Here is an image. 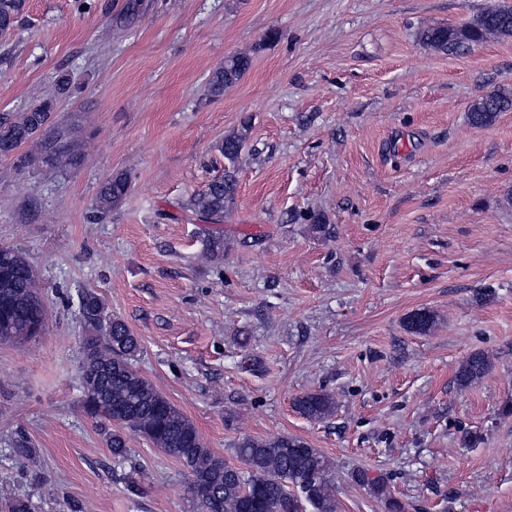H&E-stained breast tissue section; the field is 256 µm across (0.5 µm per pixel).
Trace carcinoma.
I'll list each match as a JSON object with an SVG mask.
<instances>
[{"label": "carcinoma", "mask_w": 512, "mask_h": 512, "mask_svg": "<svg viewBox=\"0 0 512 512\" xmlns=\"http://www.w3.org/2000/svg\"><path fill=\"white\" fill-rule=\"evenodd\" d=\"M26 0H0V33L12 30L21 20ZM490 37H512V5L489 8L471 23L457 27L428 26L418 33L425 47L440 52H457ZM247 54L224 59V65L212 72L207 93L224 96V90L237 84L250 69ZM56 101L42 100L26 111L0 114V156H9L20 146L46 131ZM512 110V90L495 89L469 107L470 121L477 127L492 123L501 112ZM248 126L226 137L218 151L228 161L224 175L213 179L187 203L204 224L224 223V214L233 203L237 176L235 162L243 150ZM79 154L64 143L56 132L40 162L55 170L73 167ZM131 187L130 176L119 173L108 177L99 187L91 205L90 221L100 224L112 217ZM206 257L219 262L224 257V238L209 233ZM79 313L90 330L82 343L80 384L85 414L104 433L113 461L122 465L131 458L129 435H139L160 448L186 470L188 490L195 512H244L247 496L259 497V512H336L335 486L330 461L317 448L297 436L272 438L246 437L234 448L244 467L229 464L207 447L193 421L172 403L136 367L141 352L140 340L128 324L112 316L102 296L93 290L79 294ZM47 309L36 288L35 271L18 249L0 246V340H29L46 325ZM435 322L428 310L406 317V327L415 333L427 332ZM491 365L483 352L470 354L456 373L458 387L465 388L482 378ZM302 416L322 421L336 411V401L323 391L307 392L294 399ZM351 479L373 496L386 501L389 512H404V506L392 497L387 480L366 469H356ZM0 512H35L28 495H17L0 502Z\"/></svg>", "instance_id": "obj_1"}]
</instances>
